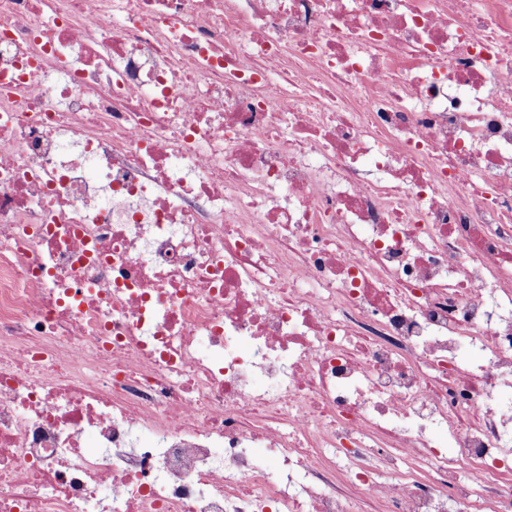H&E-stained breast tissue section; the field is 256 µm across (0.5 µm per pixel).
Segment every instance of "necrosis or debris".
<instances>
[{
  "label": "necrosis or debris",
  "instance_id": "necrosis-or-debris-1",
  "mask_svg": "<svg viewBox=\"0 0 512 512\" xmlns=\"http://www.w3.org/2000/svg\"><path fill=\"white\" fill-rule=\"evenodd\" d=\"M462 464L512 512V0H0V512Z\"/></svg>",
  "mask_w": 512,
  "mask_h": 512
}]
</instances>
